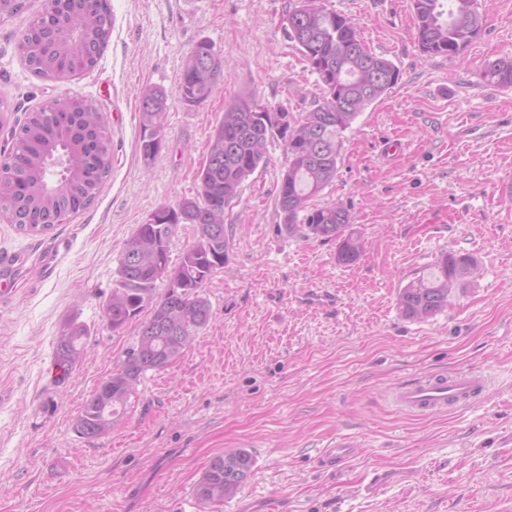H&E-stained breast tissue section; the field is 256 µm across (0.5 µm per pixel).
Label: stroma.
<instances>
[{
    "label": "stroma",
    "mask_w": 512,
    "mask_h": 512,
    "mask_svg": "<svg viewBox=\"0 0 512 512\" xmlns=\"http://www.w3.org/2000/svg\"><path fill=\"white\" fill-rule=\"evenodd\" d=\"M354 19L397 85L345 133L342 161L318 204L351 210L360 259L336 240L289 234L275 206L284 161L242 185L226 209L228 259L204 294L208 326L170 367L147 372L112 433L90 441L74 421L134 346L102 305L118 258L160 204L195 186L209 136L234 98L255 94L303 112L320 94L285 31L289 0H111L112 37L97 66L59 83L33 75L0 23V100L8 121L68 93L94 99L112 131V174L88 210L42 235L0 220V256L21 267L0 298V512H199L193 486L209 460L248 449L252 472L215 512H512V87L486 61L512 56V0H478L479 36L458 55L426 57L410 0H323ZM202 39L224 52V85L188 108L176 95ZM170 96L166 143L138 152L144 90ZM402 142L400 154L383 150ZM475 257L477 278L425 320L398 295L441 252ZM85 354L58 378L53 353L70 323ZM475 369L489 393L473 406L419 416L388 398L422 372ZM353 444L341 470L323 461Z\"/></svg>",
    "instance_id": "35a3bbf8"
}]
</instances>
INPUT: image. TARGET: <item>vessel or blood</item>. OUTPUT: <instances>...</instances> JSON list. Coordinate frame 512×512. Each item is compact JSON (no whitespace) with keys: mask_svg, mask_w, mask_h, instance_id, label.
<instances>
[{"mask_svg":"<svg viewBox=\"0 0 512 512\" xmlns=\"http://www.w3.org/2000/svg\"><path fill=\"white\" fill-rule=\"evenodd\" d=\"M490 378L478 371L458 369L420 373L390 392L392 403L410 413H444L474 404L489 389Z\"/></svg>","mask_w":512,"mask_h":512,"instance_id":"obj_1","label":"vessel or blood"}]
</instances>
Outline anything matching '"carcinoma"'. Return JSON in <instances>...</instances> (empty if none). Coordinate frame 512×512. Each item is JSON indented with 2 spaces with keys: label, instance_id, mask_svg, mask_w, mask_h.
<instances>
[{
  "label": "carcinoma",
  "instance_id": "obj_1",
  "mask_svg": "<svg viewBox=\"0 0 512 512\" xmlns=\"http://www.w3.org/2000/svg\"><path fill=\"white\" fill-rule=\"evenodd\" d=\"M306 4L298 13V2ZM418 43L429 57L454 56L482 30L477 0H411ZM28 8V0H0V22ZM288 40L311 72L321 95L308 112L294 114L256 95L233 100L210 136L195 189L174 205L161 204L138 225L118 260L116 287L102 306L114 332L126 329L144 310L138 341L126 359L85 401L75 420L80 437L92 440L112 431L143 374L171 365L207 325L210 305L204 284L224 267L229 241L224 211L239 199L245 180L267 165V145L283 142L277 207L288 233L336 239V259L351 265L364 243L342 205L317 206L313 199L336 179L344 132L355 118L398 82L396 65L373 53L348 16L318 3L293 0L286 14ZM112 35L110 0H44L43 8L17 37L27 69L49 81L92 70ZM484 75L512 87V58L488 61ZM224 82V53L199 41L185 59L177 87L179 101L199 106ZM168 95L151 88L141 97L139 152L150 165L166 141ZM11 147L0 156V217L27 234H44L70 215L90 208L112 171V133L95 101L68 95L26 113L10 127ZM192 224L195 241L172 267L169 245L179 226ZM477 268L466 253L446 252L437 271L409 282L398 304L409 319L423 320L448 307L457 285ZM167 282L157 294V282ZM86 329L69 324L59 336L54 364L66 375L83 356ZM254 466L252 454L236 448L213 457L194 487L196 500L218 505L236 495Z\"/></svg>",
  "mask_w": 512,
  "mask_h": 512
}]
</instances>
